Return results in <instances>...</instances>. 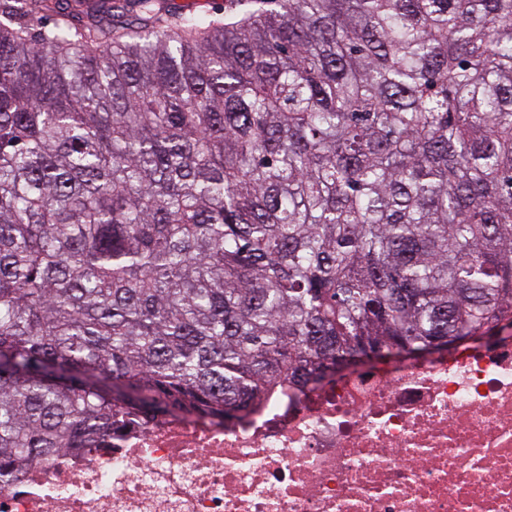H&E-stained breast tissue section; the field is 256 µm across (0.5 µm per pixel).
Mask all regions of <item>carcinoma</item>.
I'll return each instance as SVG.
<instances>
[{
    "label": "carcinoma",
    "instance_id": "1",
    "mask_svg": "<svg viewBox=\"0 0 512 512\" xmlns=\"http://www.w3.org/2000/svg\"><path fill=\"white\" fill-rule=\"evenodd\" d=\"M0 0V475L512 326V0ZM482 331L479 332L478 336H456V337H448L446 338H439L433 340L430 344H428L426 347L420 349V350H410L408 351L409 356L412 358L419 357L421 355L426 356H433L436 353H438L442 349H446L448 345H458L464 342L472 341L475 342L479 339H481L483 336Z\"/></svg>",
    "mask_w": 512,
    "mask_h": 512
}]
</instances>
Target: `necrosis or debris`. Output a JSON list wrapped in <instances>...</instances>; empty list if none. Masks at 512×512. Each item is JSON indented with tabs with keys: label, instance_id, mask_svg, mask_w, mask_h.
Wrapping results in <instances>:
<instances>
[{
	"label": "necrosis or debris",
	"instance_id": "4bbe7bcc",
	"mask_svg": "<svg viewBox=\"0 0 512 512\" xmlns=\"http://www.w3.org/2000/svg\"><path fill=\"white\" fill-rule=\"evenodd\" d=\"M0 512H512V336L129 424L11 478Z\"/></svg>",
	"mask_w": 512,
	"mask_h": 512
}]
</instances>
